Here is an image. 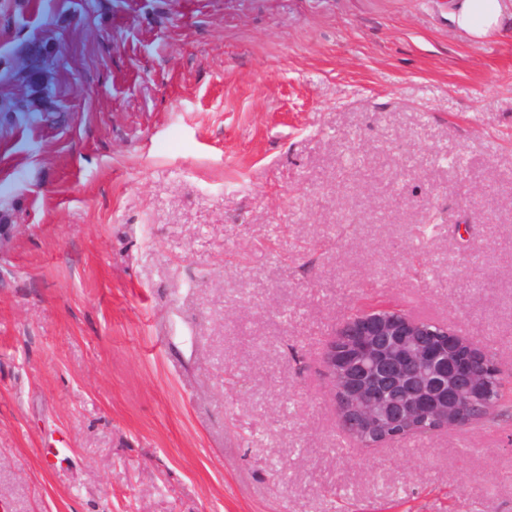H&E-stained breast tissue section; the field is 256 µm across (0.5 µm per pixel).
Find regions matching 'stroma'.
I'll list each match as a JSON object with an SVG mask.
<instances>
[{
	"label": "stroma",
	"instance_id": "stroma-1",
	"mask_svg": "<svg viewBox=\"0 0 512 512\" xmlns=\"http://www.w3.org/2000/svg\"><path fill=\"white\" fill-rule=\"evenodd\" d=\"M0 512H512V29L448 0H0ZM482 341L387 448L353 310ZM448 16L457 34L472 41L506 31L512 22L511 0H451Z\"/></svg>",
	"mask_w": 512,
	"mask_h": 512
}]
</instances>
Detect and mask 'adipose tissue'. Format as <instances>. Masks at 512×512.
<instances>
[{
	"label": "adipose tissue",
	"mask_w": 512,
	"mask_h": 512,
	"mask_svg": "<svg viewBox=\"0 0 512 512\" xmlns=\"http://www.w3.org/2000/svg\"><path fill=\"white\" fill-rule=\"evenodd\" d=\"M449 18L457 34L480 41L512 25V0H452Z\"/></svg>",
	"instance_id": "obj_1"
}]
</instances>
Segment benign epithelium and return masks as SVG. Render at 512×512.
Listing matches in <instances>:
<instances>
[{
  "instance_id": "1",
  "label": "benign epithelium",
  "mask_w": 512,
  "mask_h": 512,
  "mask_svg": "<svg viewBox=\"0 0 512 512\" xmlns=\"http://www.w3.org/2000/svg\"><path fill=\"white\" fill-rule=\"evenodd\" d=\"M322 362L337 419L348 405L366 421L386 424L389 434L379 447L405 443L402 430L412 421L425 435L467 427L499 406L475 412L486 377L502 376L479 341L389 306L349 316L326 344Z\"/></svg>"
}]
</instances>
